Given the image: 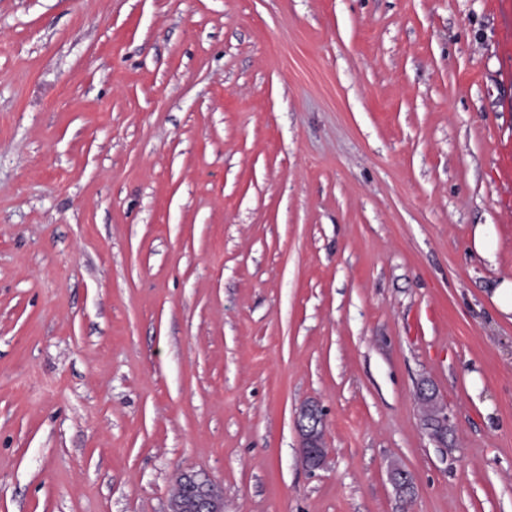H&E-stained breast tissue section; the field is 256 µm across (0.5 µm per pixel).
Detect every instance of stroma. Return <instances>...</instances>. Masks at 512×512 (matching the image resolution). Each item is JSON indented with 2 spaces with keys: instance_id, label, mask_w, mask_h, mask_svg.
Listing matches in <instances>:
<instances>
[{
  "instance_id": "35a3bbf8",
  "label": "stroma",
  "mask_w": 512,
  "mask_h": 512,
  "mask_svg": "<svg viewBox=\"0 0 512 512\" xmlns=\"http://www.w3.org/2000/svg\"><path fill=\"white\" fill-rule=\"evenodd\" d=\"M500 22L497 0H0V512H169L184 471L224 512H512ZM298 427L301 436L302 461L311 469L321 467L327 454L321 410L314 404L302 406L298 415Z\"/></svg>"
}]
</instances>
